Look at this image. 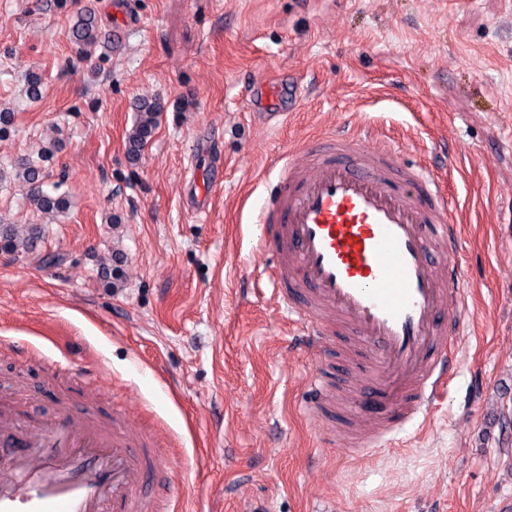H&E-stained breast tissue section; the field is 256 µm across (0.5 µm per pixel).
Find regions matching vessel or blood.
<instances>
[{
	"label": "vessel or blood",
	"mask_w": 512,
	"mask_h": 512,
	"mask_svg": "<svg viewBox=\"0 0 512 512\" xmlns=\"http://www.w3.org/2000/svg\"><path fill=\"white\" fill-rule=\"evenodd\" d=\"M288 91L251 84L260 107ZM371 141L338 130L304 145L311 173L285 166L259 234L274 296L299 318L294 342L318 354L308 414L362 456L444 396L466 324L453 200ZM1 432L0 512H166L172 475L120 409L106 423L91 409L35 420L0 404Z\"/></svg>",
	"instance_id": "b4317fda"
}]
</instances>
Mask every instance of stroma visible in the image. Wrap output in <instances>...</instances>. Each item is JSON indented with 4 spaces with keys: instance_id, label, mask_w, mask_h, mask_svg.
<instances>
[{
    "instance_id": "1",
    "label": "stroma",
    "mask_w": 512,
    "mask_h": 512,
    "mask_svg": "<svg viewBox=\"0 0 512 512\" xmlns=\"http://www.w3.org/2000/svg\"><path fill=\"white\" fill-rule=\"evenodd\" d=\"M94 8L120 49L84 57ZM42 77L38 98L26 76ZM265 74L304 87L271 120ZM162 106L139 161L141 99ZM0 396L159 430L176 512H500L512 501V0H0ZM376 127L452 167L467 325L444 399L373 456L325 443L302 407L312 355L253 280L275 156ZM71 206L49 220L14 176L48 140ZM113 30L115 34H109L106 37L105 34H102L94 12L86 10L84 13H80L73 24L71 30L72 42L81 55L88 56L102 43L104 45L106 43V46H108L109 43L112 44V46L113 43L115 46L118 45L121 30L119 28ZM267 78H255L251 84V94L253 101L256 104L254 106L262 107L265 109L266 101H274L279 96L284 94L288 95V92L293 91V87L288 86V82L284 84L274 85ZM44 227L41 224H32L23 230L6 224L0 231V241H4L11 252L20 248L26 253H33L44 239Z\"/></svg>"
}]
</instances>
